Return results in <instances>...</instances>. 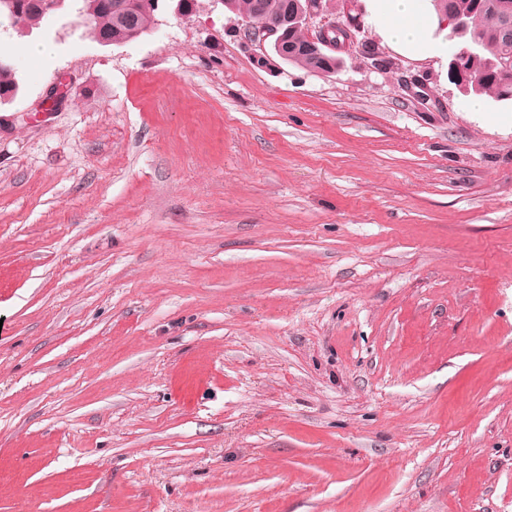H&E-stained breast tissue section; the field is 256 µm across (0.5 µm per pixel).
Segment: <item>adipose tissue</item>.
<instances>
[{
    "label": "adipose tissue",
    "mask_w": 512,
    "mask_h": 512,
    "mask_svg": "<svg viewBox=\"0 0 512 512\" xmlns=\"http://www.w3.org/2000/svg\"><path fill=\"white\" fill-rule=\"evenodd\" d=\"M370 20L383 40L397 52L415 58L438 55L445 26L431 0H368Z\"/></svg>",
    "instance_id": "1"
}]
</instances>
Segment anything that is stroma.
Instances as JSON below:
<instances>
[{
    "instance_id": "stroma-1",
    "label": "stroma",
    "mask_w": 512,
    "mask_h": 512,
    "mask_svg": "<svg viewBox=\"0 0 512 512\" xmlns=\"http://www.w3.org/2000/svg\"><path fill=\"white\" fill-rule=\"evenodd\" d=\"M244 24L9 37L0 512H512V102Z\"/></svg>"
}]
</instances>
